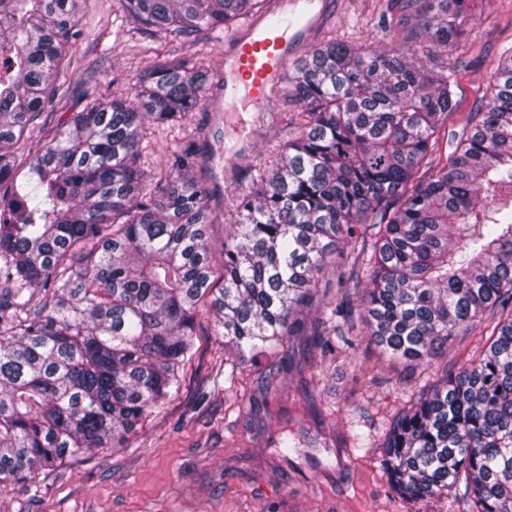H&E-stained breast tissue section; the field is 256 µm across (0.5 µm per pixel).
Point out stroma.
Listing matches in <instances>:
<instances>
[{
    "mask_svg": "<svg viewBox=\"0 0 512 512\" xmlns=\"http://www.w3.org/2000/svg\"><path fill=\"white\" fill-rule=\"evenodd\" d=\"M318 7L323 22L310 37L312 48L333 34L380 50L388 27L411 30L420 22L401 0H320ZM76 20L81 35L59 67L56 120L97 100H134L138 75L166 57L201 59L206 92L214 94L224 40L239 28L234 22L192 42L164 38L131 27L117 0H79ZM464 29L457 48L430 54L434 64H455L449 136L461 132L500 60L512 53V0H483ZM298 110L282 86L270 112H239L231 103L215 112L206 103L189 126L153 127L140 144L142 159L153 165L195 157L194 174L219 218L211 234L220 242L239 193L291 139L288 120ZM348 338L325 357L299 336L289 351L241 361L202 317L183 387L161 411L123 447L78 454L32 480L1 481L0 512H411L390 486L380 449L355 448L352 435L379 438L430 371L398 362L373 377L361 374L366 325L355 322ZM274 364L281 384L268 395L260 377ZM284 435L297 442L285 458L275 447Z\"/></svg>",
    "mask_w": 512,
    "mask_h": 512,
    "instance_id": "1",
    "label": "stroma"
}]
</instances>
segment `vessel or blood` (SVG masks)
Masks as SVG:
<instances>
[{"label":"vessel or blood","mask_w":512,"mask_h":512,"mask_svg":"<svg viewBox=\"0 0 512 512\" xmlns=\"http://www.w3.org/2000/svg\"><path fill=\"white\" fill-rule=\"evenodd\" d=\"M319 19L309 7L290 13L282 0H276L271 10L253 18L243 32L225 40L224 64L233 76L224 85L225 97L244 96L254 111H262L272 87Z\"/></svg>","instance_id":"1"}]
</instances>
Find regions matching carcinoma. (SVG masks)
<instances>
[{
    "instance_id": "carcinoma-1",
    "label": "carcinoma",
    "mask_w": 512,
    "mask_h": 512,
    "mask_svg": "<svg viewBox=\"0 0 512 512\" xmlns=\"http://www.w3.org/2000/svg\"><path fill=\"white\" fill-rule=\"evenodd\" d=\"M419 1V26L390 29L389 49L332 35L293 65L295 135L242 193L219 249L189 168L141 165L146 126L202 105L203 65L158 61L136 103L97 101L38 127L26 158L36 197L0 195L10 304L47 289L25 318L0 304V481L122 446L181 389L204 314L243 360L308 334L324 356L359 317L387 358L419 365L489 333L391 423L382 465L410 501L463 483L471 512H512V55L454 151L438 153L454 68L413 45L457 41L473 0L405 8ZM119 2L137 24L190 38L261 0ZM75 11L76 0H0V187L16 184L10 145L52 107ZM331 272L333 297L320 288Z\"/></svg>"
}]
</instances>
